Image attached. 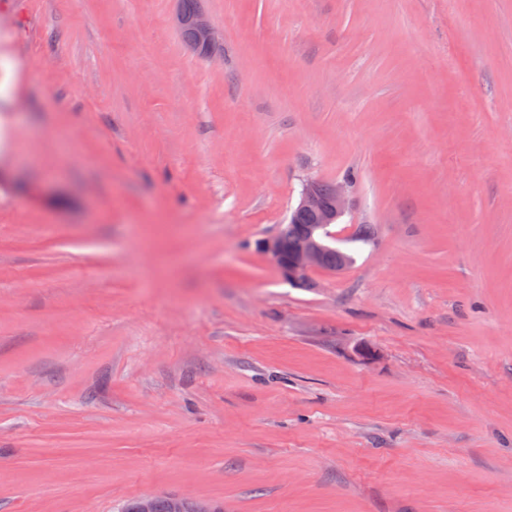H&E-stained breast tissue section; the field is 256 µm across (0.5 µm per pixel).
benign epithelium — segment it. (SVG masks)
<instances>
[{
    "label": "benign epithelium",
    "mask_w": 512,
    "mask_h": 512,
    "mask_svg": "<svg viewBox=\"0 0 512 512\" xmlns=\"http://www.w3.org/2000/svg\"><path fill=\"white\" fill-rule=\"evenodd\" d=\"M175 21L179 27L189 24L192 30L189 46L198 56L207 59L214 56L219 46V35L205 12L196 13L188 21L178 12ZM347 188L348 183H337L327 195L320 181L305 180L295 211L312 215L313 224L291 245L281 233L259 242L260 252L288 284L312 288L311 275L314 271L332 270L326 260L330 238L334 237L331 226L338 223L345 212Z\"/></svg>",
    "instance_id": "1"
}]
</instances>
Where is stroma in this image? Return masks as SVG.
Listing matches in <instances>:
<instances>
[{
    "label": "stroma",
    "mask_w": 512,
    "mask_h": 512,
    "mask_svg": "<svg viewBox=\"0 0 512 512\" xmlns=\"http://www.w3.org/2000/svg\"><path fill=\"white\" fill-rule=\"evenodd\" d=\"M176 5L0 0V512H512V0ZM201 2V0H179L178 7L183 15L177 12L175 21L179 28L186 23L184 17L189 18L194 15L188 21L192 30L189 46L198 56L210 59L219 46V35L207 14L201 11L203 10ZM21 62L12 48L0 53V112H16ZM322 183L325 191L329 192L332 185ZM348 187V182L336 183L326 196L319 180H305L297 205L294 207L295 211L304 213L293 215L284 226L288 234V243L283 237L284 231L259 242L260 252L288 284L297 288L313 287L311 275L315 270L335 271L343 268L336 265L337 263H344L346 267L353 262L354 257L338 247L328 254L326 260L330 238H335L330 228L338 224L345 212ZM309 214L313 216L314 224ZM309 224L307 232L300 236ZM296 238L298 239L288 251V247ZM327 263L336 268L328 266Z\"/></svg>",
    "instance_id": "stroma-1"
}]
</instances>
